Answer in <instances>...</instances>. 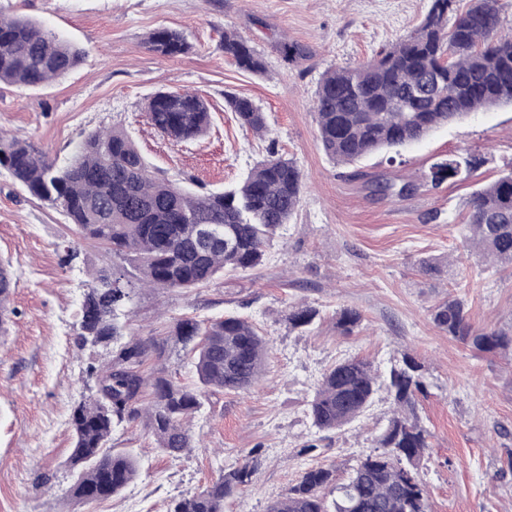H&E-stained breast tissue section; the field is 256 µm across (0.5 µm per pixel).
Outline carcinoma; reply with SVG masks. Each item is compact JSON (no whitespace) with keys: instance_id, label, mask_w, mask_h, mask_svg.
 <instances>
[{"instance_id":"cac0c4a2","label":"carcinoma","mask_w":512,"mask_h":512,"mask_svg":"<svg viewBox=\"0 0 512 512\" xmlns=\"http://www.w3.org/2000/svg\"><path fill=\"white\" fill-rule=\"evenodd\" d=\"M456 0H433L424 20L389 48L356 67L325 71L312 108L325 154L337 164H353L380 150L398 149L435 129L482 109L512 104V37L500 34L499 0H473L464 11ZM162 57L187 53L182 31L161 28L145 39ZM224 54L243 70L262 73L263 58L236 32L224 30ZM84 51L42 25L5 15L0 7V82L38 89L67 76ZM238 121L262 136L264 113L247 97L229 96ZM151 124L162 134L189 141L210 125L206 103L190 92L159 90L147 102ZM479 160L450 156L431 165L433 187L459 176ZM0 166L31 196L59 209L79 234L112 249L136 271V281L177 291L206 286L216 278L263 265L267 247L297 210L303 173L290 159L271 155L235 186L198 193L166 176L149 174L136 142L123 128L89 133L61 162L31 144L0 136ZM462 248L488 262L492 272L512 268V168L475 190L465 204ZM207 224L224 228L223 240L208 243ZM13 289L0 283V334L14 314ZM129 272L114 266L92 276L77 323L80 344L100 348L107 360L89 367L96 378L92 395L70 416L77 470L73 497L91 505L120 493L139 475L137 459L109 446L114 429L140 420L156 448L176 457L193 447L188 422L214 392L247 391L266 371L268 341L248 319L227 313L215 318L177 320L163 337L131 336L121 320L133 303ZM319 310L298 306L288 313L294 328L314 324ZM362 316L353 308L336 315V328L350 335ZM432 323L480 353L512 351V331L473 328L464 303L448 298L431 311ZM193 354L198 386L175 383L164 364L173 351ZM424 366L403 352L386 377L364 358L337 363L322 376L307 416L320 431L351 423L385 389L396 407L346 480L336 471H305L288 495L267 512H428L418 467L429 448L417 395L426 390ZM260 461L254 454L211 481L203 490L172 501L169 512H224V502L252 482Z\"/></svg>"}]
</instances>
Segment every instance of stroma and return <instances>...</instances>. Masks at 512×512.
Segmentation results:
<instances>
[{
  "label": "stroma",
  "mask_w": 512,
  "mask_h": 512,
  "mask_svg": "<svg viewBox=\"0 0 512 512\" xmlns=\"http://www.w3.org/2000/svg\"><path fill=\"white\" fill-rule=\"evenodd\" d=\"M11 14L40 22L85 52L66 78L40 89L0 84V131L64 159L90 131L126 129L153 172L205 192L239 183L275 152L304 175L301 203L255 271L190 290H142L128 330L163 336L176 320L234 312L269 341L267 369L246 392L210 395L190 427L199 445L179 457L154 446L142 423L122 424L110 445L134 453L137 480L112 498L83 505L70 497L73 407L95 386L90 365L101 350L81 346L76 322L93 273L111 268L104 245L83 240L62 213L31 197L0 167V259L16 276L7 331L0 336V512H168L173 499L205 488L258 451L251 484L227 512H266L303 473L333 464L346 477L372 451L392 415L386 392L362 417L333 432L312 427L305 407L322 374L360 357L387 372L410 352L426 370L418 412L430 447L418 477L430 512H512V355L478 354L436 328L433 307L461 299L473 327H512V274H489L475 254L458 255L464 204L512 166V105L471 114L428 138L353 165L328 159L312 110L321 75L372 58L425 18L431 0H0ZM186 33L193 49L175 58L147 51L153 30ZM234 29L260 54L252 73L225 56ZM308 50L289 61L281 42ZM188 91L208 106L211 125L177 142L146 116L156 90ZM253 100L269 132L242 127L226 95ZM476 156L464 179L431 189L422 179L438 158ZM416 184L387 196L383 186ZM442 257V273L419 272ZM320 311L306 331L291 328L297 305ZM361 312L353 335L336 330L343 308Z\"/></svg>",
  "instance_id": "stroma-1"
}]
</instances>
